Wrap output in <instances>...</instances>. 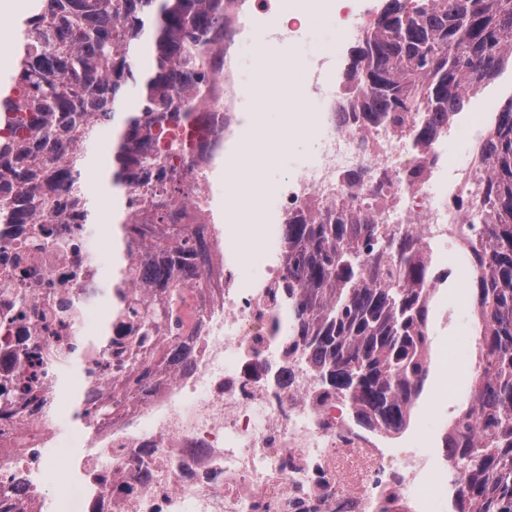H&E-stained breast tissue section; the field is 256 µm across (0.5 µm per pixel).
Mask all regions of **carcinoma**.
I'll list each match as a JSON object with an SVG mask.
<instances>
[{
  "mask_svg": "<svg viewBox=\"0 0 512 512\" xmlns=\"http://www.w3.org/2000/svg\"><path fill=\"white\" fill-rule=\"evenodd\" d=\"M146 35L154 67L144 75L134 60ZM222 41L224 0H33L15 85L0 91V222L61 224L63 212L49 216L46 202L64 195L93 223L78 173L102 118L116 127L112 186L135 185L156 220H170L182 196L173 176L182 145L158 147L155 128L178 127L197 110L224 66ZM511 52L512 0H383L350 47L352 115L398 126L420 112L415 137L428 144ZM132 87L136 108L118 111ZM484 154L479 197L459 204L482 220L471 241L480 377L443 439L460 482L452 512H512V96ZM285 235L295 323L288 354L312 365L321 399L347 403L357 429L405 430L429 373L426 249L351 214L290 218ZM193 251L181 238L179 259L152 269L153 285L196 279L198 268L183 260ZM133 366L136 390L150 363Z\"/></svg>",
  "mask_w": 512,
  "mask_h": 512,
  "instance_id": "1",
  "label": "carcinoma"
}]
</instances>
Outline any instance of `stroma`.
<instances>
[{"label":"stroma","instance_id":"obj_1","mask_svg":"<svg viewBox=\"0 0 512 512\" xmlns=\"http://www.w3.org/2000/svg\"><path fill=\"white\" fill-rule=\"evenodd\" d=\"M258 50L255 45L242 47L241 69L246 81L248 96L254 97L255 105L248 118V134L256 141H267L271 135L288 131L286 140L273 147L274 159L266 164H257L247 159L237 168L225 173L228 192H240L255 186L271 189L289 172L302 169L310 163L315 152L313 137L307 132L309 112L315 111L314 103H307L304 112H297L290 96L285 95L276 85L264 81L256 67ZM327 57L331 67L327 77L336 88H343L344 73L337 70L339 51L336 45L332 19H323L316 27L304 30L300 36L291 38L288 53L290 83H297L312 58ZM83 150L86 166L91 175L84 183L86 194L95 205L110 199L112 191L101 171L105 169L112 151V131L100 129L96 139ZM477 294V285L472 278H449L446 288L437 295L439 305L445 306L452 314L447 326H435L431 335L433 359L423 390L411 413L410 430L393 436L396 447H403L412 437L411 429L423 428L426 446L435 457H442L443 432L435 428V421H452L456 413L464 408L470 384L471 369L477 361L476 349L462 350L456 344L458 336L477 334L478 323L472 313Z\"/></svg>","mask_w":512,"mask_h":512}]
</instances>
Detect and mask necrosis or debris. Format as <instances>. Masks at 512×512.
<instances>
[{"label": "necrosis or debris", "mask_w": 512, "mask_h": 512, "mask_svg": "<svg viewBox=\"0 0 512 512\" xmlns=\"http://www.w3.org/2000/svg\"><path fill=\"white\" fill-rule=\"evenodd\" d=\"M376 0H224V68L187 125L185 199L172 222L193 238L199 278L184 286L174 333L158 326L164 291L147 273L175 245L151 210L130 206L144 249L108 272L92 250L105 227L70 216L65 224H0V512H444L450 461L435 463L419 442L393 450L363 436L341 401L319 398L305 364H285L291 307L269 290L285 274L289 217L342 203L379 224L412 230L432 265L428 296L448 283L439 254L453 249L468 269L470 232L455 204L480 190L481 148L492 126L474 127L466 164L448 170L443 148L461 124L451 118L429 149L380 121L344 122L341 100L315 58L299 88L318 102L312 162L271 190L260 231L262 261L243 274L242 225L217 209L218 168L252 150L244 130L238 50L259 29L285 32L336 19L338 45L359 39ZM429 153L420 181L402 175ZM370 171L359 187L349 173ZM138 314L125 315L127 304ZM157 351L149 382L125 398L139 327ZM79 366L89 411L62 458L52 423L65 402L62 375ZM289 381H278L282 368Z\"/></svg>", "instance_id": "1"}]
</instances>
